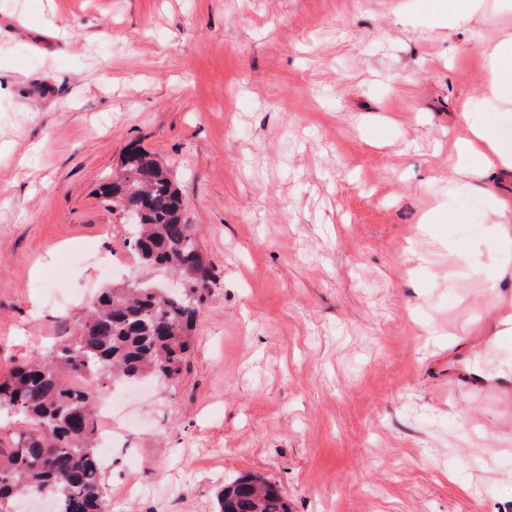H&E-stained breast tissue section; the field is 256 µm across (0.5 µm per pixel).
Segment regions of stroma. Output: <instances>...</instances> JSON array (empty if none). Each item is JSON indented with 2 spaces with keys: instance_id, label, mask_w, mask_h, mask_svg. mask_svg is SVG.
<instances>
[{
  "instance_id": "obj_1",
  "label": "stroma",
  "mask_w": 512,
  "mask_h": 512,
  "mask_svg": "<svg viewBox=\"0 0 512 512\" xmlns=\"http://www.w3.org/2000/svg\"><path fill=\"white\" fill-rule=\"evenodd\" d=\"M427 4L0 0V377L158 277L97 195L130 144L173 172L216 282L175 385L126 389L112 512H214L245 474L288 512H512V414L448 382L512 384V303L480 306L512 244L448 191L512 12L447 33Z\"/></svg>"
}]
</instances>
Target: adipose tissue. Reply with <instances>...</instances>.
I'll return each mask as SVG.
<instances>
[{
    "mask_svg": "<svg viewBox=\"0 0 512 512\" xmlns=\"http://www.w3.org/2000/svg\"><path fill=\"white\" fill-rule=\"evenodd\" d=\"M487 0H431L421 18L422 24L452 29L464 17L484 14ZM485 61L478 77L481 102L487 110L512 111V34L487 42L481 48ZM458 117L470 130L468 138L455 141L451 166L456 180L503 182L512 176V153L504 149L486 130L478 112L462 105Z\"/></svg>",
    "mask_w": 512,
    "mask_h": 512,
    "instance_id": "ef3b65f1",
    "label": "adipose tissue"
}]
</instances>
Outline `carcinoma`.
Returning a JSON list of instances; mask_svg holds the SVG:
<instances>
[{"label":"carcinoma","mask_w":512,"mask_h":512,"mask_svg":"<svg viewBox=\"0 0 512 512\" xmlns=\"http://www.w3.org/2000/svg\"><path fill=\"white\" fill-rule=\"evenodd\" d=\"M115 215L140 212L138 259L182 276L188 295L162 294L149 282L105 288L71 336L10 370L0 380V413L27 427L0 448V512H12L29 493L53 498L57 512H106L108 493L97 448L98 387L152 377L172 382L191 347L189 332L215 286L196 244V228L170 169L137 145L122 167L99 184ZM92 374L96 385L72 379ZM218 512H288L279 490L257 476L224 485Z\"/></svg>","instance_id":"cac0c4a2"}]
</instances>
